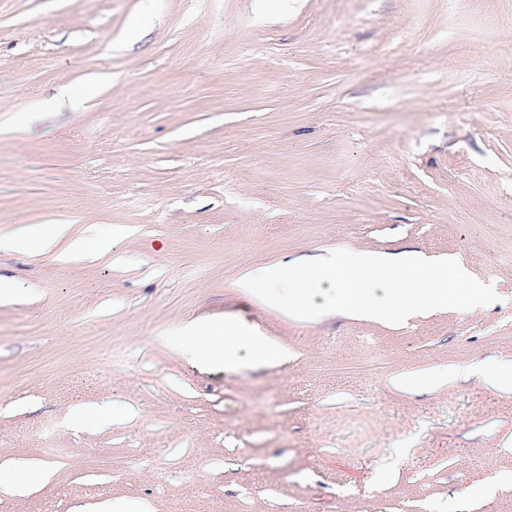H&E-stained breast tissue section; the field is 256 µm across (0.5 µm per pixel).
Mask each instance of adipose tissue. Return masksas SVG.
<instances>
[{
	"label": "adipose tissue",
	"mask_w": 512,
	"mask_h": 512,
	"mask_svg": "<svg viewBox=\"0 0 512 512\" xmlns=\"http://www.w3.org/2000/svg\"><path fill=\"white\" fill-rule=\"evenodd\" d=\"M66 230L63 224H27L1 234L0 250L42 253L65 238ZM162 342L171 352L197 366L217 367L228 373L240 370L241 350H249L252 360L261 363L277 355L264 336L229 316L214 322L184 321L169 330Z\"/></svg>",
	"instance_id": "obj_1"
}]
</instances>
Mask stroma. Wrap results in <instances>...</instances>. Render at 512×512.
<instances>
[{"instance_id": "35a3bbf8", "label": "stroma", "mask_w": 512, "mask_h": 512, "mask_svg": "<svg viewBox=\"0 0 512 512\" xmlns=\"http://www.w3.org/2000/svg\"><path fill=\"white\" fill-rule=\"evenodd\" d=\"M277 4L0 0V232H124L0 250L27 289L0 304V467L49 473L0 512H512V392L465 373L512 360V0ZM349 248L456 260L498 300L311 322L236 286ZM226 314L284 359L159 340ZM420 372L449 379L396 387Z\"/></svg>"}]
</instances>
